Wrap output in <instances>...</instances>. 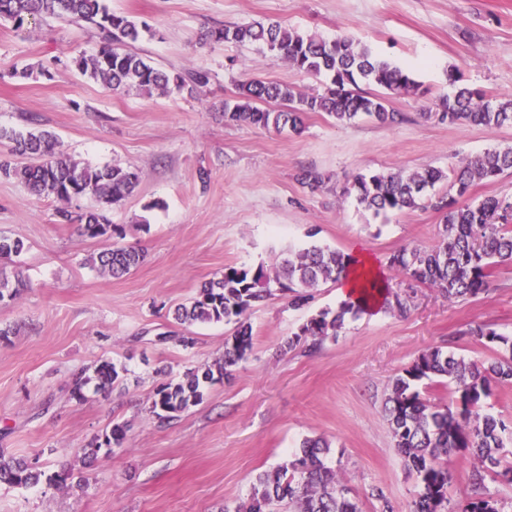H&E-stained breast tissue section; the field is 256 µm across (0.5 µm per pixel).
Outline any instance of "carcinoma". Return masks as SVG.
Masks as SVG:
<instances>
[{"label": "carcinoma", "mask_w": 512, "mask_h": 512, "mask_svg": "<svg viewBox=\"0 0 512 512\" xmlns=\"http://www.w3.org/2000/svg\"><path fill=\"white\" fill-rule=\"evenodd\" d=\"M36 18L85 23L94 28L100 38L98 51L75 57L73 63L83 74L111 89L126 87L150 95L166 91L172 82L191 96L208 82L204 71L171 77L133 52L131 44L141 34L138 25L127 16L112 12L105 0H0L1 22L10 21L20 28ZM209 36L226 42L259 44L299 70L331 77L323 91L304 95L289 86L259 79L240 84L236 98L224 103V116L257 127L278 131L287 128L299 133L303 117L310 112H325L341 123L366 115L381 125L394 126L403 121V115L389 108L387 95L417 87L410 71L381 59L370 48L359 46L346 36L325 40L291 31L277 22L226 26ZM361 82L380 92L364 91L359 87ZM272 102H286L288 109L274 111L269 108ZM439 107L440 111L424 117L450 125H512L511 98L492 101L468 87L441 100ZM3 139L11 141L16 152L40 158L35 165H0L1 173L17 178L38 197L61 200L67 182L72 180L79 184L80 195L92 194L100 203L110 205L131 194L139 182L136 172L120 165H80L57 151V138L46 130L23 133L0 128V140ZM511 170L512 148L493 149L464 159L446 171L428 166L411 172L358 174L344 186L343 194L377 215L427 207L444 212L438 244L431 249H400L390 257L389 267L398 275L436 288L450 300L476 298L488 290L492 267L512 263V201L495 196L470 201L469 189L476 181H492ZM444 181L448 192L428 193ZM59 217L65 223H77L81 234L91 238L105 237L113 228L98 211L74 216L61 210ZM24 249L22 240L0 236V259L18 256ZM140 259L137 249L114 245L99 252L93 263L118 278L137 267ZM352 262L340 251L310 245L291 253L273 274L261 265L224 268L220 279L204 284L192 304L176 313L181 324H234V334L224 341V359L212 367L190 369L176 382L160 384L150 413L161 422H169L203 401L204 384L217 376H230L252 350L247 313L273 292H289L293 303L299 305L309 298L310 290L338 282ZM380 291L384 292L385 308L401 315L410 310L408 297L390 290L387 284L379 289L374 278L366 279L362 296L369 300ZM363 312L364 307L352 301L341 302L334 311L322 310L288 337L286 347L293 349L307 342L309 347L317 348L337 336L347 318ZM470 333L502 348L503 353L490 361H478L439 349L428 350L389 384L384 402L386 421L405 470L417 480L410 512H499L497 501L492 498L452 504L448 497V462L458 454L473 460V485H482L492 475L512 482V464L505 461L512 428L484 411L494 388L512 383V336L483 326L470 329ZM124 373L125 366L109 361L92 370L81 368L71 375L70 395L82 398L91 383L108 393L122 381ZM438 378L448 379L451 386L447 402L433 403L418 389L421 382ZM125 439V426L115 424L104 444L92 443L84 449V458L98 457L104 446L120 447ZM327 450L328 444L321 438L304 439L286 464L256 477L248 502L236 512H361L352 489L325 463ZM42 475L38 462L14 461L0 454L1 484L34 486Z\"/></svg>", "instance_id": "obj_1"}]
</instances>
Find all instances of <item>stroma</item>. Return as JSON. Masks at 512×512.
Here are the masks:
<instances>
[{"mask_svg":"<svg viewBox=\"0 0 512 512\" xmlns=\"http://www.w3.org/2000/svg\"><path fill=\"white\" fill-rule=\"evenodd\" d=\"M113 12L148 25L133 48L171 73L202 70L195 95L113 90L70 63L98 48L94 30L61 22L14 29L0 23V127L47 130L82 164L136 170L134 193L106 212L111 239L79 235L57 212L97 208L36 197L0 174V234L25 251L0 262L29 284L0 300V452L38 459L47 479L35 487L0 484V512H235L256 476L287 462L301 441L329 444L328 466L341 470L362 512H410L417 490L397 454L384 398L394 376L421 352L438 348L479 361L495 350L469 332L478 324L512 335V264L493 269L488 292L451 301L388 266L392 253L430 248L442 213L433 209L374 215L343 195L359 173L447 169L491 148L512 147V126L448 125L431 116L440 99L467 86L512 98V0H108ZM274 20L305 35L367 45L412 72L417 91L391 95L402 123L362 117L339 123L307 114L301 133L225 118L240 83L261 79L312 93L329 82L257 45L216 42L207 31ZM36 76L22 77L23 69ZM318 172V190L297 179ZM143 255L113 278L92 259L111 242ZM319 244L374 259L392 290L408 294L403 316L377 311L347 320L317 349L289 350L288 336L317 311L336 308L334 283L303 305L276 295L251 310L253 348L232 378L215 381L199 405L162 422L149 406L163 382L224 356L233 325H181L176 308L228 266L275 272L290 252ZM193 337L185 348L160 334ZM127 374L110 396L68 392L74 370L101 360ZM127 428L123 447L92 465L83 450ZM457 456L453 503L486 494L512 512V484L468 479Z\"/></svg>","mask_w":512,"mask_h":512,"instance_id":"1","label":"stroma"}]
</instances>
